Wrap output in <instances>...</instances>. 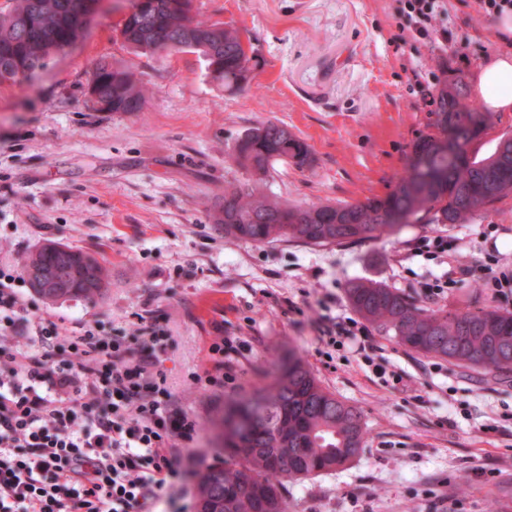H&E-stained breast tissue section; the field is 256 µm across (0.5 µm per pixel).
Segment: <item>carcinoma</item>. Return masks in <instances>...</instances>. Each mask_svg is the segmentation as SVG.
<instances>
[{"instance_id":"cac0c4a2","label":"carcinoma","mask_w":512,"mask_h":512,"mask_svg":"<svg viewBox=\"0 0 512 512\" xmlns=\"http://www.w3.org/2000/svg\"><path fill=\"white\" fill-rule=\"evenodd\" d=\"M86 0H14L0 14V68L43 67L72 44L82 27L72 21ZM189 0H149L147 9L127 26V45L139 53H172L191 49L207 61L213 79L229 91H242L243 50L238 30L224 23L187 19ZM100 99L138 112L144 92L132 74L107 59L92 71ZM456 97L446 85L435 99L438 134L419 137L409 162L392 190L364 202L290 206L269 199L260 182L274 163L294 160L303 169L315 163L310 146L284 124L250 128L235 145V160L252 178L224 190V213L212 221L224 236L264 244L300 241L329 245L389 235L399 229L389 218L431 212L434 224H459L486 213L512 194V156L496 168L495 187L470 155L477 125L489 124V113L469 100L467 84L454 77ZM454 143L448 151L437 135ZM86 262L90 288H54L35 294L47 303L102 296L108 275L92 255L65 246ZM60 261L51 245L32 253L26 268L49 269ZM347 299L365 321L392 334L405 347L484 371L512 369V312L494 307L456 312L430 310L409 296L374 281L357 280ZM239 424H234V421ZM222 458L201 471L196 482V512H287L284 483L328 473L358 456L364 423L357 408L325 389L299 358L282 365L272 382L224 406Z\"/></svg>"}]
</instances>
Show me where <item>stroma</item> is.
<instances>
[{"mask_svg": "<svg viewBox=\"0 0 512 512\" xmlns=\"http://www.w3.org/2000/svg\"><path fill=\"white\" fill-rule=\"evenodd\" d=\"M129 0H100L97 15L34 78L0 83V264L25 273L56 241L95 256L111 285L99 298L27 302L68 332L95 322L133 335L163 308L167 381L200 426V465L213 462L224 405L271 382L302 357L321 385L355 406L363 448L344 466L289 483L288 512H512V371L488 373L409 350L374 332L372 360L327 351L318 319L355 318L349 282L386 284L432 310L492 306L486 289L512 267V196L478 218L434 224L429 215L393 234L315 246L226 238L211 220L229 185L248 173L237 139L273 121L312 148L313 167L283 162L263 185L291 205L362 202L391 191L413 142L433 133L424 94L512 49L479 0H444L433 40L395 51L408 23L402 0H192L194 18L238 27L254 50L252 79L231 92L199 54L134 53L117 36ZM471 42L467 60L454 55ZM128 67L144 88L138 112H97L85 87L100 58ZM439 237L442 250L414 251ZM448 287L428 295V285ZM236 340V380L214 392L192 372L213 337Z\"/></svg>", "mask_w": 512, "mask_h": 512, "instance_id": "35a3bbf8", "label": "stroma"}]
</instances>
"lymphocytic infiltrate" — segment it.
Segmentation results:
<instances>
[{
    "label": "lymphocytic infiltrate",
    "instance_id": "obj_1",
    "mask_svg": "<svg viewBox=\"0 0 512 512\" xmlns=\"http://www.w3.org/2000/svg\"><path fill=\"white\" fill-rule=\"evenodd\" d=\"M19 280L0 266V512H157L199 432L167 382L165 311L149 310L134 349L89 322L43 321ZM234 349L215 337L193 381L223 390Z\"/></svg>",
    "mask_w": 512,
    "mask_h": 512
}]
</instances>
